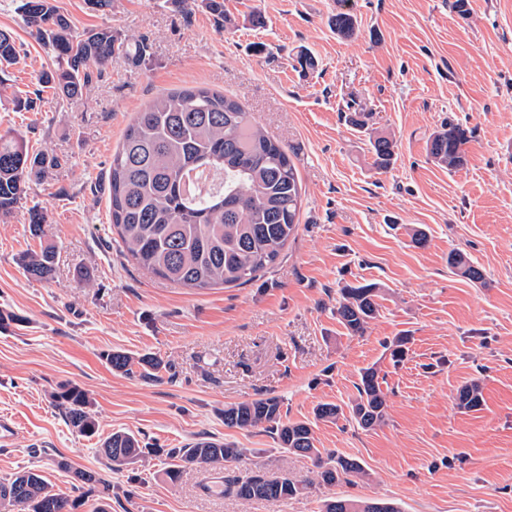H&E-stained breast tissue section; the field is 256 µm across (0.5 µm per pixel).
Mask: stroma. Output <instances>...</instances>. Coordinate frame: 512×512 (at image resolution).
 Segmentation results:
<instances>
[{
    "label": "stroma",
    "mask_w": 512,
    "mask_h": 512,
    "mask_svg": "<svg viewBox=\"0 0 512 512\" xmlns=\"http://www.w3.org/2000/svg\"><path fill=\"white\" fill-rule=\"evenodd\" d=\"M224 0L233 23L172 0H54L73 29L105 26L143 36L140 64L115 53L79 100L54 94L42 75L55 65L18 11L0 0V29L20 62L0 76L30 108L0 101V135L25 136L62 165L31 183L21 206L0 218V414L17 434L0 446V477L29 467L72 494V467L107 472L99 441L113 431L150 447L200 436L248 454L228 475L288 476L304 488L277 502L203 490L209 472L190 466L167 481L164 460L146 457L137 481L107 472L108 512H319L324 500H387L400 512H512V0ZM260 11L266 25L247 17ZM339 12L352 38L330 25ZM264 44V53L252 50ZM317 66L301 69L299 51ZM237 98L279 140L301 179L299 226L278 262L244 286L185 288L142 269L110 224L112 154L136 112L178 90ZM468 129L467 163L447 170L427 155L447 118ZM392 138L395 161L375 168L374 134ZM46 216L32 233L28 212ZM423 231L425 247L412 244ZM50 243V281L26 278L22 253ZM460 250L485 271L476 285L452 274ZM374 283L379 312L365 334L336 318L340 290ZM406 337L394 361L390 345ZM108 350L162 361L156 381L113 372ZM376 367L387 400L383 425L348 418L315 422L318 447L359 460L355 484H323L311 458L280 448L263 429H229L224 407L262 396L284 420H313L318 403L348 407L364 368ZM480 381L484 402L467 411L457 392ZM85 390L98 423L87 438L67 425L50 394ZM134 496H127V489Z\"/></svg>",
    "instance_id": "stroma-1"
}]
</instances>
